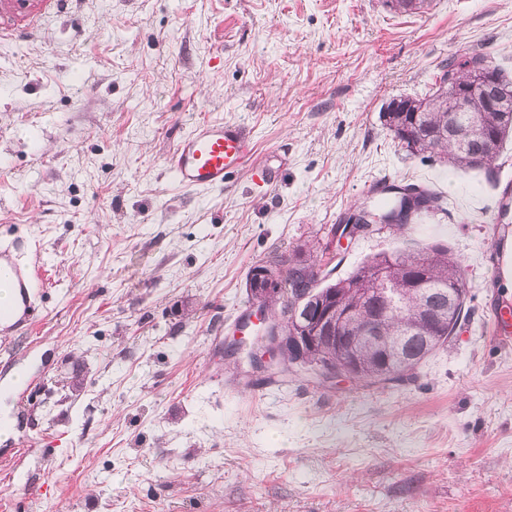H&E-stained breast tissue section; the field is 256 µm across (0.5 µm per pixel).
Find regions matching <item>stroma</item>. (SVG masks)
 I'll list each match as a JSON object with an SVG mask.
<instances>
[{
    "label": "stroma",
    "mask_w": 512,
    "mask_h": 512,
    "mask_svg": "<svg viewBox=\"0 0 512 512\" xmlns=\"http://www.w3.org/2000/svg\"><path fill=\"white\" fill-rule=\"evenodd\" d=\"M0 18V242L43 260L31 329L0 327V512H512V321L483 173L406 156L380 119L463 52L512 75V0H70ZM251 129L223 188L167 170L197 121ZM374 183L448 199L401 236L336 238ZM347 276L442 244L469 316L399 385L256 368L250 270L301 245ZM83 381L65 398L63 384Z\"/></svg>",
    "instance_id": "obj_1"
}]
</instances>
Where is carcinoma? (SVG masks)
<instances>
[{
	"label": "carcinoma",
	"instance_id": "1",
	"mask_svg": "<svg viewBox=\"0 0 512 512\" xmlns=\"http://www.w3.org/2000/svg\"><path fill=\"white\" fill-rule=\"evenodd\" d=\"M485 59L480 54L465 52L441 72L453 76L457 89L467 87L472 81L468 61ZM452 92L439 79L424 94L399 96L397 107L381 112L383 125L392 133L406 153L430 161H438L455 170L482 171L488 182H495L492 164L503 149V144L512 131V112L503 113L484 99H465L457 113L455 133L470 134L464 142L448 135V112L451 109ZM413 191L422 199L402 224H377L371 233L383 229L402 231L415 223L423 214L444 212L442 195L428 189L411 185L389 188L390 196L379 207L371 208L378 214L394 210L398 195ZM288 271V287L281 289L279 312L270 318L271 326L282 330L296 328L292 308L299 298L294 285L301 283L322 295H333L347 306L364 309L368 315L379 314L385 302L378 292V274L387 270L399 282L398 312L381 321V335L387 337L383 345H362L358 349L360 371L356 380L369 386L401 383L413 376L418 365L444 347L455 335L456 328L468 317L466 300L468 282L462 264L442 245H431L416 251L397 250L390 254L379 253L362 263L356 270L334 282L327 281L321 265L312 259L304 247L294 249L286 256L273 259ZM415 275L425 282L424 288H407L405 279ZM459 293L456 303H448V291ZM445 310L450 321L441 325L431 323L426 317L425 307ZM417 324L420 331L406 339H398L404 326ZM349 359L346 346L334 340L325 341L310 352L309 367L305 372L315 374L327 366L342 367Z\"/></svg>",
	"mask_w": 512,
	"mask_h": 512
}]
</instances>
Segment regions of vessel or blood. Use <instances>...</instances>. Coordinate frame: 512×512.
Returning <instances> with one entry per match:
<instances>
[{
    "instance_id": "1",
    "label": "vessel or blood",
    "mask_w": 512,
    "mask_h": 512,
    "mask_svg": "<svg viewBox=\"0 0 512 512\" xmlns=\"http://www.w3.org/2000/svg\"><path fill=\"white\" fill-rule=\"evenodd\" d=\"M256 153L253 134L246 126L221 120L195 123L178 142L167 161L176 182L186 188L223 187L226 178L251 164ZM8 272L16 292L15 306L0 307V322L31 308L42 282L39 268L22 264L12 246L0 247V271Z\"/></svg>"
}]
</instances>
